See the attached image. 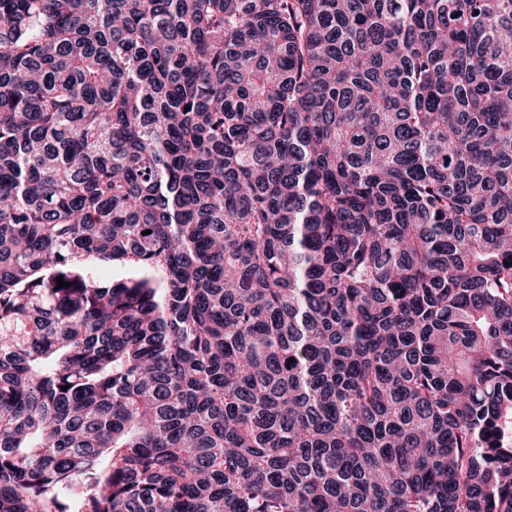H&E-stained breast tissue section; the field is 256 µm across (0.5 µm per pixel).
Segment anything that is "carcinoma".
Segmentation results:
<instances>
[{"mask_svg":"<svg viewBox=\"0 0 512 512\" xmlns=\"http://www.w3.org/2000/svg\"><path fill=\"white\" fill-rule=\"evenodd\" d=\"M510 427L512 0H0V512H512Z\"/></svg>","mask_w":512,"mask_h":512,"instance_id":"obj_1","label":"carcinoma"}]
</instances>
